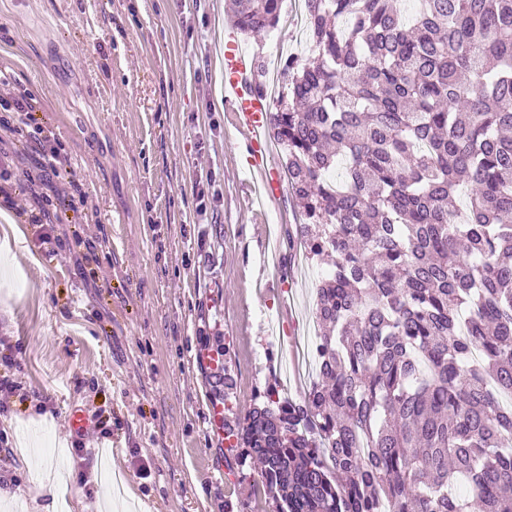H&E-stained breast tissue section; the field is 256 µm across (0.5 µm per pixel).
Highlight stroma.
Here are the masks:
<instances>
[{
	"instance_id": "1",
	"label": "stroma",
	"mask_w": 512,
	"mask_h": 512,
	"mask_svg": "<svg viewBox=\"0 0 512 512\" xmlns=\"http://www.w3.org/2000/svg\"><path fill=\"white\" fill-rule=\"evenodd\" d=\"M229 22L228 0H0V71L34 95L37 124L71 159L51 185L30 183L31 136L0 126L12 194L30 209L54 199L46 224L0 208V378L21 384L0 409V478L31 498L32 475L68 472L60 512L95 503L98 485L78 472L105 451L112 512H274L258 463L211 432L209 406L243 414L276 381L285 352L261 314L280 307L279 275L294 274L292 332L304 335L326 264L262 261L259 225L287 251L299 205L290 191L247 205L221 99ZM244 46L273 70L311 41L285 11ZM219 346L220 376L195 362ZM76 408L104 434L72 430ZM19 429L35 436L28 450Z\"/></svg>"
}]
</instances>
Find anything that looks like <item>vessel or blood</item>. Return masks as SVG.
<instances>
[{"label": "vessel or blood", "instance_id": "b4317fda", "mask_svg": "<svg viewBox=\"0 0 512 512\" xmlns=\"http://www.w3.org/2000/svg\"><path fill=\"white\" fill-rule=\"evenodd\" d=\"M243 42L244 37L236 28L224 29L220 51L222 98L245 141L243 165L255 180L258 205L264 206L279 198L283 179L273 162L268 133L270 101L251 87L254 57L244 50Z\"/></svg>", "mask_w": 512, "mask_h": 512}]
</instances>
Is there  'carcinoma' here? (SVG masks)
<instances>
[{
  "label": "carcinoma",
  "instance_id": "carcinoma-1",
  "mask_svg": "<svg viewBox=\"0 0 512 512\" xmlns=\"http://www.w3.org/2000/svg\"><path fill=\"white\" fill-rule=\"evenodd\" d=\"M230 2L245 35L279 22ZM303 2L270 132L296 247L333 260L319 376L224 431L276 512H512V0Z\"/></svg>",
  "mask_w": 512,
  "mask_h": 512
}]
</instances>
